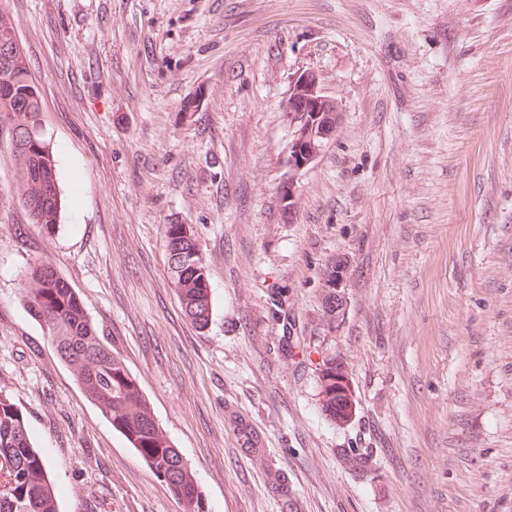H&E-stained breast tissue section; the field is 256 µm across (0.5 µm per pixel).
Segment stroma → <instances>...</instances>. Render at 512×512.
<instances>
[{
    "mask_svg": "<svg viewBox=\"0 0 512 512\" xmlns=\"http://www.w3.org/2000/svg\"><path fill=\"white\" fill-rule=\"evenodd\" d=\"M0 9L43 89L62 190L48 237L15 200L0 127V391L52 480L85 486L61 512L183 510L25 309L44 258L138 377L208 512H512V0ZM303 70L342 112L288 214L283 103ZM172 223L211 273L202 332L167 274ZM338 255L347 307L326 348L357 402L343 427L297 350ZM341 448L374 470H347Z\"/></svg>",
    "mask_w": 512,
    "mask_h": 512,
    "instance_id": "stroma-1",
    "label": "stroma"
}]
</instances>
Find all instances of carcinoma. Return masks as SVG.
<instances>
[{
	"label": "carcinoma",
	"mask_w": 512,
	"mask_h": 512,
	"mask_svg": "<svg viewBox=\"0 0 512 512\" xmlns=\"http://www.w3.org/2000/svg\"><path fill=\"white\" fill-rule=\"evenodd\" d=\"M17 39L10 16L0 11V46ZM43 96L32 75L24 51L9 56L0 65V125L8 127L11 152L16 165V198L45 235L55 233L60 222L62 198L59 176L50 143L40 124ZM167 270L184 316L198 329L209 324L213 311L211 276L199 240L188 224L164 225ZM336 259L322 271V331L299 346L302 357L316 353L321 410L337 424L348 419L340 413L336 377L348 376L336 358L326 355L323 344L336 330V309L329 304L335 288ZM23 302L30 316L47 331L61 361L85 369L76 378L84 396L99 407L142 460L163 481L171 494L189 507V512H206L203 491L179 449L155 420L149 401L137 378L115 353L89 318L82 298L71 282L48 259L29 269ZM338 453L351 468L372 469L370 456L358 448H341ZM49 461L35 447L22 411L0 393V471L9 480L0 486V512H45L46 494L62 490L48 477Z\"/></svg>",
	"instance_id": "1"
}]
</instances>
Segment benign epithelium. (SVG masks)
<instances>
[{
  "mask_svg": "<svg viewBox=\"0 0 512 512\" xmlns=\"http://www.w3.org/2000/svg\"><path fill=\"white\" fill-rule=\"evenodd\" d=\"M326 98L327 95L320 87L314 72L303 70L291 78L288 97L283 107L290 132L286 149L288 176L280 185L281 194L289 201L295 197L298 175L319 156L325 143L335 133L328 125L322 124L317 127L301 118L303 113L319 105ZM336 263V315L341 316L347 306L348 258L339 256Z\"/></svg>",
  "mask_w": 512,
  "mask_h": 512,
  "instance_id": "obj_1",
  "label": "benign epithelium"
}]
</instances>
